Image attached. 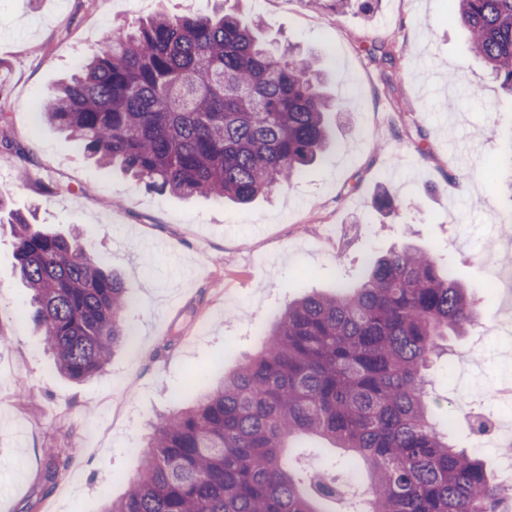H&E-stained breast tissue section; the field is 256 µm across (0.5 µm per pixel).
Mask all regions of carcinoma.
<instances>
[{
	"label": "carcinoma",
	"mask_w": 512,
	"mask_h": 512,
	"mask_svg": "<svg viewBox=\"0 0 512 512\" xmlns=\"http://www.w3.org/2000/svg\"><path fill=\"white\" fill-rule=\"evenodd\" d=\"M449 11L512 93V0H449ZM339 111L316 58L274 52L259 24L224 12L106 31L41 108L79 149L148 187L237 204L297 179ZM8 224L56 370L99 374L128 336L121 278L73 238L22 215ZM368 267L355 289L289 304L253 357L158 418L137 476L103 512H327L340 487L303 490L283 453L306 436L366 467L360 512H498L483 461L450 445L426 404L424 368L478 322L477 305L433 253L405 247Z\"/></svg>",
	"instance_id": "1"
}]
</instances>
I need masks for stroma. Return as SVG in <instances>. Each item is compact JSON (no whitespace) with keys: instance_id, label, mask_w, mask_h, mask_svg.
<instances>
[{"instance_id":"stroma-1","label":"stroma","mask_w":512,"mask_h":512,"mask_svg":"<svg viewBox=\"0 0 512 512\" xmlns=\"http://www.w3.org/2000/svg\"><path fill=\"white\" fill-rule=\"evenodd\" d=\"M214 0H0V215L23 214L107 256L131 302L130 340L105 373L62 377L31 320L10 226L0 225V512H102L138 472L156 419L189 405L260 347L288 302L356 286L366 259L409 245L451 265L480 309L428 369L430 417L455 447L496 474L463 412L502 413L495 386L512 377L493 320L512 292H489L512 237V96L448 0H379L370 19L313 0H242L267 40L317 57L334 140L289 187L242 206L160 193L77 149L40 116V99L97 49L103 32L159 12L212 14ZM385 45V63L377 45ZM456 83H449V76ZM389 191L396 212L376 208ZM127 384L111 415L112 381ZM306 470L362 488L364 466L312 437L294 449Z\"/></svg>"}]
</instances>
